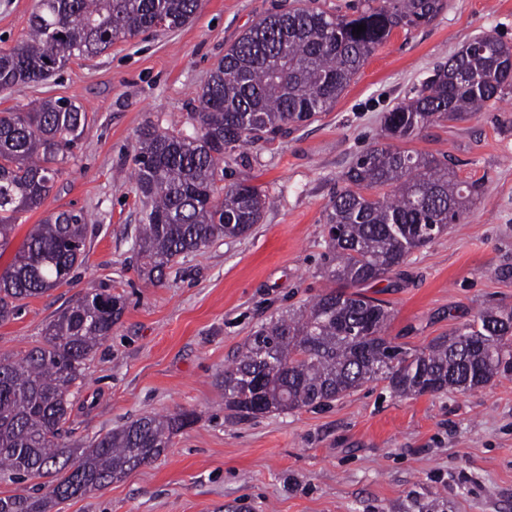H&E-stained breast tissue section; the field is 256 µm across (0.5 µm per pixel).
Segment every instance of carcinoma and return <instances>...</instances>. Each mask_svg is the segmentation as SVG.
I'll use <instances>...</instances> for the list:
<instances>
[{
    "mask_svg": "<svg viewBox=\"0 0 512 512\" xmlns=\"http://www.w3.org/2000/svg\"><path fill=\"white\" fill-rule=\"evenodd\" d=\"M199 0H39L28 39L0 50V90L38 84L73 58L96 56L120 39L175 30ZM445 0H361L332 15L318 0L269 14L245 31L211 72L190 113L194 132L146 121L137 134L135 181L143 210L135 247L150 285L184 254L247 234L271 201L249 180L223 189L224 155L253 146L331 109L366 59L396 29L429 23ZM366 31L355 34L357 26ZM512 91V46L492 38L466 45L384 120V139L343 175L325 211L339 226L325 257L331 289L300 312L258 327L224 370V404L242 417L316 407L373 380L400 396L467 392L512 376V311L487 310L428 351L411 355L383 332L390 312L360 288L394 272L469 210L475 189L432 155L398 150L436 121H458ZM88 113L64 99L0 112V256L23 214L39 208L73 157ZM224 198H219V191ZM92 226L82 211L35 224L0 271V322L22 302L72 284ZM124 311L122 296L91 283L46 324L20 357L0 356V480L49 476L41 496L0 497V512H51L60 500L121 478L158 457L194 424L193 412L145 415L67 443L77 382Z\"/></svg>",
    "mask_w": 512,
    "mask_h": 512,
    "instance_id": "cac0c4a2",
    "label": "carcinoma"
}]
</instances>
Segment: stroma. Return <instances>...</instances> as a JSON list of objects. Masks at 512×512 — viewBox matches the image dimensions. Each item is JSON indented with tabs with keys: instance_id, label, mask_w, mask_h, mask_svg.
<instances>
[{
	"instance_id": "stroma-1",
	"label": "stroma",
	"mask_w": 512,
	"mask_h": 512,
	"mask_svg": "<svg viewBox=\"0 0 512 512\" xmlns=\"http://www.w3.org/2000/svg\"><path fill=\"white\" fill-rule=\"evenodd\" d=\"M294 0H200L175 31L146 32L72 60L35 85L0 91V112L64 98L89 122L44 205L22 215L10 262L33 224L80 210L94 227L72 285L28 299L0 325V354L41 339L89 281L126 308L88 363L68 438L88 442L149 413L195 412L160 456L52 512H512V377L474 391L400 396L374 380L317 408L236 415L224 369L271 318L324 292L325 210L352 162L382 139L385 115L462 46L486 34L512 46V0H446L430 23L394 32L326 112L224 159L274 199L243 237L177 257L145 284L134 249V172L145 121L191 131L201 90L229 46ZM36 0H0V50L29 32ZM411 149L445 156L478 193L460 223L364 287L392 313L389 340L424 350L489 308L512 310V92L462 121L428 126Z\"/></svg>"
}]
</instances>
